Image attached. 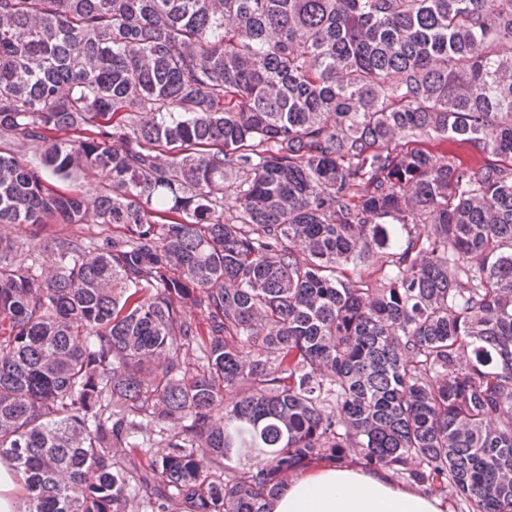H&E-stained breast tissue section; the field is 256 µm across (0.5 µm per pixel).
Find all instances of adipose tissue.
I'll return each instance as SVG.
<instances>
[{
    "mask_svg": "<svg viewBox=\"0 0 512 512\" xmlns=\"http://www.w3.org/2000/svg\"><path fill=\"white\" fill-rule=\"evenodd\" d=\"M269 512H441L435 496L394 481L390 469L332 460L286 480Z\"/></svg>",
    "mask_w": 512,
    "mask_h": 512,
    "instance_id": "ef3b65f1",
    "label": "adipose tissue"
}]
</instances>
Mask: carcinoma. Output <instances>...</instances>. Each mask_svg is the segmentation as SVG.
Listing matches in <instances>:
<instances>
[{
    "label": "carcinoma",
    "instance_id": "carcinoma-1",
    "mask_svg": "<svg viewBox=\"0 0 512 512\" xmlns=\"http://www.w3.org/2000/svg\"><path fill=\"white\" fill-rule=\"evenodd\" d=\"M87 171L104 237L0 234L23 512H267L348 449L512 512V0H0V226Z\"/></svg>",
    "mask_w": 512,
    "mask_h": 512
}]
</instances>
